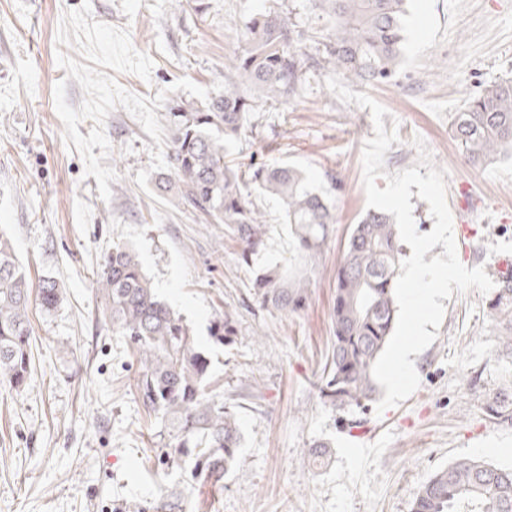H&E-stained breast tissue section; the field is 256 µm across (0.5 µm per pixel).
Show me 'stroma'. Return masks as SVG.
<instances>
[{
  "mask_svg": "<svg viewBox=\"0 0 512 512\" xmlns=\"http://www.w3.org/2000/svg\"><path fill=\"white\" fill-rule=\"evenodd\" d=\"M304 34L298 94L252 113L233 150L238 166L279 159L320 184L343 181L336 224L315 263L301 258L277 202L254 195L269 217L265 250L246 266L224 225L180 207L167 209L135 182L150 164V136L124 109L105 123L115 168L110 200L68 150L53 89L67 101L83 91L56 63L65 11L82 0H0V234L32 281H58L51 311L32 305V368L23 391L0 383V512H116L130 502L181 492L182 512H410L437 471L462 458L512 468V422L488 416L498 394L512 396V358L493 332L490 295L453 294L431 346L414 358L420 386L376 415L375 402L336 410L321 398L319 376L331 356L334 276L352 224L367 210L362 149L374 135L369 109L341 103L317 64L332 30L312 0H281ZM268 0H142L135 18L121 0H91L94 20L129 27L135 49L154 60L152 78L115 74L116 83L155 97L186 78L209 88L229 73L237 32ZM402 62L387 83L364 91L388 111L399 141L385 169L414 167L422 137L445 170L460 262L497 269L512 256V159L467 164L450 124L464 102L512 77V0H411ZM132 245L153 288L191 329L212 360L209 392L236 407L243 434L223 486L169 468L155 415L142 407L140 368L126 337L102 324L96 272L114 242ZM287 268L304 278L303 309L280 312L254 295L258 270ZM238 314L233 345L209 334L225 305ZM330 446L324 465L309 452Z\"/></svg>",
  "mask_w": 512,
  "mask_h": 512,
  "instance_id": "35a3bbf8",
  "label": "stroma"
}]
</instances>
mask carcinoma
Wrapping results in <instances>:
<instances>
[{
	"mask_svg": "<svg viewBox=\"0 0 512 512\" xmlns=\"http://www.w3.org/2000/svg\"><path fill=\"white\" fill-rule=\"evenodd\" d=\"M335 25L323 44L328 70L361 85L391 79L398 71L408 0H313ZM296 30L283 5L265 11L239 31L241 51L222 93L206 101L172 99L164 117L171 131V175L158 188L177 205L225 224L243 263L265 248L269 225L255 207V193L279 201L293 226L302 258L315 261L327 243L336 215L331 194L341 189L324 172L329 190L313 187L293 165L255 163L242 171L224 163L239 141L250 113L293 97L300 81ZM452 129L464 158L485 165L512 158V77L485 86L455 113ZM403 247L393 215L368 210L353 225L336 269L332 308L334 345L319 391L337 409L363 406L376 392L372 366L397 320L395 279ZM498 288L490 308L497 341L512 356V274L491 272ZM104 323L136 348L141 365L137 391L142 406L161 415L168 435V463L191 478L219 483L236 463L242 446L232 406L208 395L210 361L197 350L182 318L155 293L135 253L112 243L97 279ZM260 302L277 311H296L307 300V285L273 267L254 280ZM57 281L47 277L32 291L9 240L0 238V380L19 390L31 373L32 301L50 311L60 301ZM210 336L223 345L238 336L236 310L224 307ZM117 512H181L177 495L160 502L125 504ZM411 512H512V469L481 460L459 459L437 471L419 490Z\"/></svg>",
	"mask_w": 512,
	"mask_h": 512,
	"instance_id": "cac0c4a2",
	"label": "carcinoma"
}]
</instances>
